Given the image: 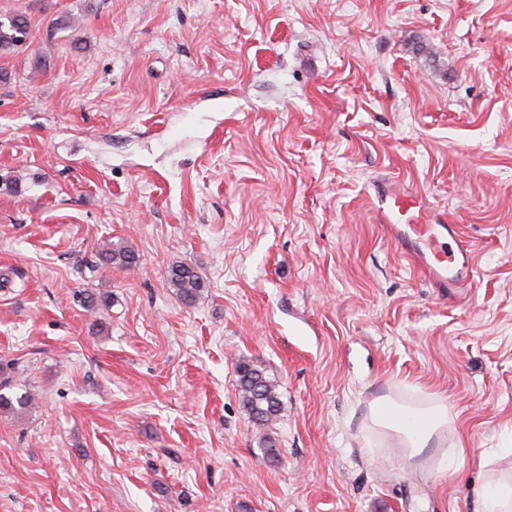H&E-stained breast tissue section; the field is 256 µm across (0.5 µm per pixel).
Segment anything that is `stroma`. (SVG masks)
<instances>
[{"instance_id": "obj_1", "label": "stroma", "mask_w": 512, "mask_h": 512, "mask_svg": "<svg viewBox=\"0 0 512 512\" xmlns=\"http://www.w3.org/2000/svg\"><path fill=\"white\" fill-rule=\"evenodd\" d=\"M0 14L31 27L0 56V176H26L0 190V363L36 397L0 414V512H477L512 480V0ZM381 181L458 224L455 296L400 255ZM106 239L138 265L89 273ZM242 359L279 382L278 457ZM384 397L448 426L409 457ZM167 281L177 297L189 305L198 301L205 288L199 272L187 263L172 264L167 271Z\"/></svg>"}]
</instances>
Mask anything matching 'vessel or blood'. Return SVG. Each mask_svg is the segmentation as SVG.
Masks as SVG:
<instances>
[{"mask_svg":"<svg viewBox=\"0 0 512 512\" xmlns=\"http://www.w3.org/2000/svg\"><path fill=\"white\" fill-rule=\"evenodd\" d=\"M376 211L386 224L397 248L408 262L438 288L456 290L473 270L472 252L465 246L440 251L441 235L458 238L456 225L446 216L426 213L418 197L394 182L375 189Z\"/></svg>","mask_w":512,"mask_h":512,"instance_id":"1","label":"vessel or blood"}]
</instances>
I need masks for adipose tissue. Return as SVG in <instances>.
Masks as SVG:
<instances>
[{
	"label": "adipose tissue",
	"instance_id": "obj_1",
	"mask_svg": "<svg viewBox=\"0 0 512 512\" xmlns=\"http://www.w3.org/2000/svg\"><path fill=\"white\" fill-rule=\"evenodd\" d=\"M372 418L379 425L400 432L415 456L428 448L437 430L447 423L448 409L443 404L408 408L383 399L373 407Z\"/></svg>",
	"mask_w": 512,
	"mask_h": 512
}]
</instances>
